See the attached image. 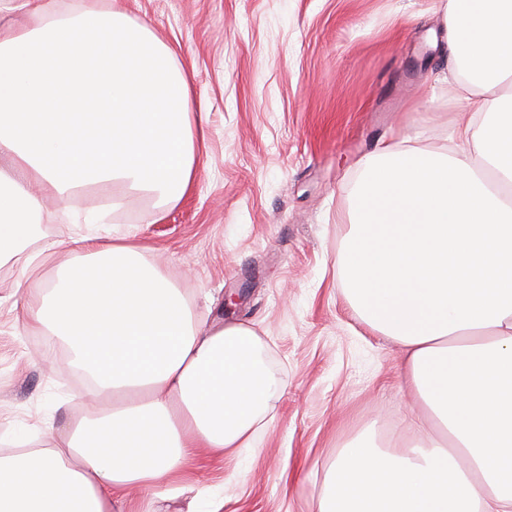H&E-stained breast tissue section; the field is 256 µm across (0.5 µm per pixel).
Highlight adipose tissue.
I'll use <instances>...</instances> for the list:
<instances>
[{"mask_svg": "<svg viewBox=\"0 0 512 512\" xmlns=\"http://www.w3.org/2000/svg\"><path fill=\"white\" fill-rule=\"evenodd\" d=\"M26 26L0 39V258L23 257L15 319L65 341L97 416L47 427L49 448L0 456V512H127L136 491L182 494L189 455L255 445L280 384L254 328L194 321L164 271L128 235H87L26 253L37 224L76 187L146 192L172 204L202 162L204 119L172 50L127 0H6ZM444 80L459 110L454 148L412 136L361 164L340 258L364 321L403 348L419 411L416 444L367 442L337 459L318 512H512V0H445ZM45 287L27 289L51 258Z\"/></svg>", "mask_w": 512, "mask_h": 512, "instance_id": "ef3b65f1", "label": "adipose tissue"}]
</instances>
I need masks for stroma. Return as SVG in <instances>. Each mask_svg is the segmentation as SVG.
I'll use <instances>...</instances> for the list:
<instances>
[{"label": "stroma", "instance_id": "1", "mask_svg": "<svg viewBox=\"0 0 512 512\" xmlns=\"http://www.w3.org/2000/svg\"><path fill=\"white\" fill-rule=\"evenodd\" d=\"M435 5L128 0L187 71L206 141L191 192L162 220L129 190L113 229L148 245L199 319L253 325L283 383L253 448L185 467L222 512H317L342 448L368 434L386 450L418 438L400 348L351 306L338 255L361 160L405 135L441 150L468 119L432 79L447 67L427 43ZM19 278L14 261L0 263V429L79 422L92 414L72 400L83 374L63 341L16 324Z\"/></svg>", "mask_w": 512, "mask_h": 512}]
</instances>
